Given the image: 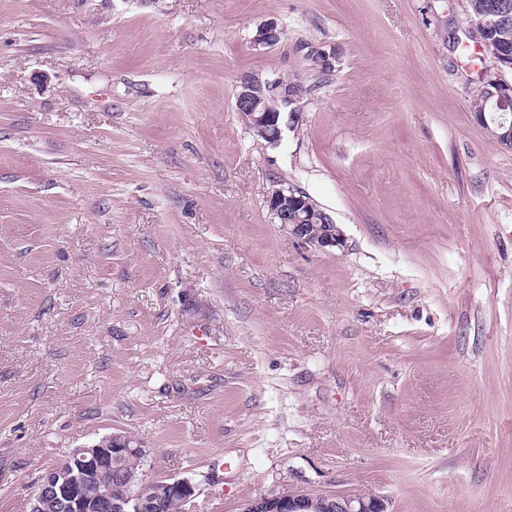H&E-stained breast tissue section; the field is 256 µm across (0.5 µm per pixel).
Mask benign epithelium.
I'll use <instances>...</instances> for the list:
<instances>
[{"label": "benign epithelium", "instance_id": "obj_1", "mask_svg": "<svg viewBox=\"0 0 512 512\" xmlns=\"http://www.w3.org/2000/svg\"><path fill=\"white\" fill-rule=\"evenodd\" d=\"M512 11L490 12L476 24L509 28ZM280 28L274 22L259 25L252 37L255 46L270 47L279 41ZM305 59L331 70L337 69L339 58L336 49L323 44L305 46ZM493 83L497 91L493 95L482 93L489 103L492 117L506 118L512 111V83L497 76ZM272 87L280 79H262L254 75L242 85L236 109L242 113L250 131L268 145H277L282 136L283 119L294 122L297 110L284 114L278 103H269L262 96V85ZM306 199L301 191L291 186L272 190L267 198V208L274 222L280 224L292 238L312 245L320 250L342 249L346 238L335 224H328L321 235L312 234V226L306 223L304 212ZM145 456L146 452L134 444L122 432L101 438L92 446L74 448L59 465L44 471L38 478L30 498L29 512H45L50 507L58 512H161L166 498L176 494L182 504H187L196 495L197 486L187 478L169 479L165 482L140 477L136 481L126 478L119 461L126 456ZM104 472L114 475L117 482L125 484L119 497L112 496V486L100 482ZM391 512L388 499L376 494L338 496L312 494L302 489L252 498L245 501L242 512Z\"/></svg>", "mask_w": 512, "mask_h": 512}]
</instances>
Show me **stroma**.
Masks as SVG:
<instances>
[{"instance_id": "obj_1", "label": "stroma", "mask_w": 512, "mask_h": 512, "mask_svg": "<svg viewBox=\"0 0 512 512\" xmlns=\"http://www.w3.org/2000/svg\"><path fill=\"white\" fill-rule=\"evenodd\" d=\"M465 6L0 0V512L113 432L197 482L186 512H512V148ZM247 73L308 89L277 146ZM288 185L344 249L274 223ZM301 49L307 50L305 59L309 62L315 61L317 64L330 68L333 72L336 71L339 58L334 47L319 44L303 46ZM315 509L317 511H311ZM242 512H392L388 499L376 494L338 496L312 494L302 489L252 498Z\"/></svg>"}]
</instances>
